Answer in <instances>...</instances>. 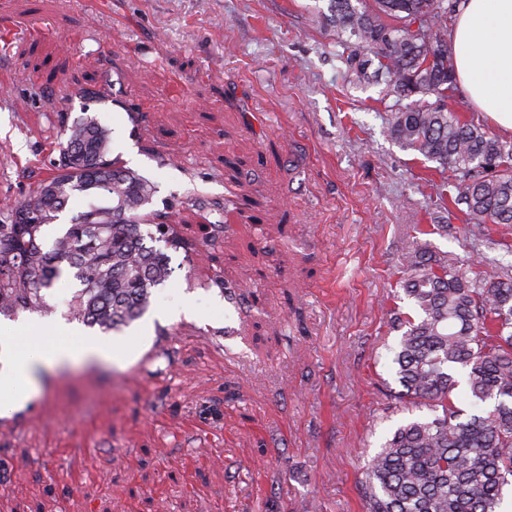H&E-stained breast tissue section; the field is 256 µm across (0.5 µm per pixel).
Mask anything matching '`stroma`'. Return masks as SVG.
I'll return each instance as SVG.
<instances>
[{
  "mask_svg": "<svg viewBox=\"0 0 512 512\" xmlns=\"http://www.w3.org/2000/svg\"><path fill=\"white\" fill-rule=\"evenodd\" d=\"M327 11L0 0V214L55 172L62 114L88 112L154 208L189 238L214 227L122 330L68 320L72 277L51 288V319L126 355L46 373L0 416V512H364L362 467L409 417L388 397L386 310H412L398 282L414 227L493 275L512 270V224L482 235L442 212L451 171L390 138L393 99L352 78Z\"/></svg>",
  "mask_w": 512,
  "mask_h": 512,
  "instance_id": "obj_1",
  "label": "stroma"
}]
</instances>
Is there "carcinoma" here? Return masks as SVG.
<instances>
[{"label": "carcinoma", "mask_w": 512, "mask_h": 512, "mask_svg": "<svg viewBox=\"0 0 512 512\" xmlns=\"http://www.w3.org/2000/svg\"><path fill=\"white\" fill-rule=\"evenodd\" d=\"M328 11L337 39L352 47L351 75L382 80L395 97L390 137L456 173L448 204L464 206L470 223L512 224V144L445 103L456 83L448 0H329ZM66 132L57 172L0 224V315L46 309L47 292L69 274L80 286L70 317L115 330L139 319L169 279L168 251L195 245L164 213L144 211L155 188L108 157V127L85 116ZM77 194L92 201L50 239ZM401 265L415 315L388 311L401 331L392 358L398 397L429 415L397 426L369 461L365 512H502L512 485V276L470 277L418 238Z\"/></svg>", "instance_id": "cac0c4a2"}]
</instances>
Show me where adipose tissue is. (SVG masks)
<instances>
[{"mask_svg":"<svg viewBox=\"0 0 512 512\" xmlns=\"http://www.w3.org/2000/svg\"><path fill=\"white\" fill-rule=\"evenodd\" d=\"M448 51L462 94L500 129L512 133V0H458ZM22 331L24 344L11 336L0 346V414L36 395L45 370L123 357L121 348L65 335L53 320L24 325Z\"/></svg>","mask_w":512,"mask_h":512,"instance_id":"adipose-tissue-1","label":"adipose tissue"}]
</instances>
